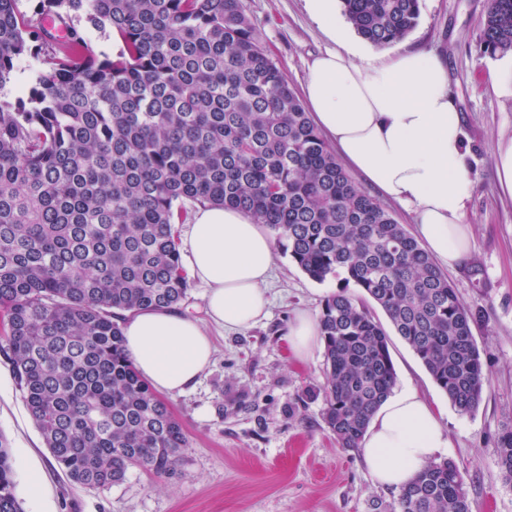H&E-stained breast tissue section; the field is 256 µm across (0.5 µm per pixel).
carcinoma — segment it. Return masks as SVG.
Masks as SVG:
<instances>
[{"label": "carcinoma", "mask_w": 512, "mask_h": 512, "mask_svg": "<svg viewBox=\"0 0 512 512\" xmlns=\"http://www.w3.org/2000/svg\"><path fill=\"white\" fill-rule=\"evenodd\" d=\"M0 0V88L42 57L26 98L0 99V355L55 464L105 490L130 470L177 473L187 437L127 357L125 314L188 298L176 225L197 205L271 230L310 279L333 277L318 315L322 420L347 451L395 386L386 313L437 386L474 413L488 380L477 315L447 274L337 160L241 0ZM377 47L418 24L420 0H342ZM117 32L97 55L75 27ZM482 43L512 52V0H489ZM512 485V425L497 443ZM390 512H472L455 462L426 465ZM0 512H24L0 433Z\"/></svg>", "instance_id": "obj_1"}]
</instances>
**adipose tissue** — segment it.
Here are the masks:
<instances>
[{
  "label": "adipose tissue",
  "instance_id": "adipose-tissue-1",
  "mask_svg": "<svg viewBox=\"0 0 512 512\" xmlns=\"http://www.w3.org/2000/svg\"><path fill=\"white\" fill-rule=\"evenodd\" d=\"M448 84V66L435 52L379 60L332 48L309 63L303 97L347 167L408 212L424 249L453 268L470 254L466 206L475 173ZM188 241L191 274L206 286L213 323L238 332L268 317L275 244L265 225L238 209L202 206ZM123 334L128 358L161 393L184 392L213 358L205 329L173 310L128 315ZM447 445L442 418L407 387L375 411L360 451L373 483L398 490Z\"/></svg>",
  "mask_w": 512,
  "mask_h": 512
}]
</instances>
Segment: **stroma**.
I'll use <instances>...</instances> for the list:
<instances>
[{
  "label": "stroma",
  "mask_w": 512,
  "mask_h": 512,
  "mask_svg": "<svg viewBox=\"0 0 512 512\" xmlns=\"http://www.w3.org/2000/svg\"><path fill=\"white\" fill-rule=\"evenodd\" d=\"M269 57L301 91L311 59L328 38L304 0H242ZM487 0H421L419 23L404 49L433 50L448 62L451 93L463 114V134L475 170L466 220L471 254L448 270L462 300L480 318L473 328L489 377L483 399L460 414L398 335L389 349L398 386H410L443 412L449 448L473 512H512V486L498 467L497 438L512 425V197L499 187L494 150L512 138V52L491 54L481 42ZM336 279L310 280L276 253L268 319L229 333L207 324L216 352L199 382L167 395L188 439L186 460L170 477L129 472L111 489L72 482L53 462L35 428L12 368L0 357V433L11 446L16 493L25 512H375L394 493L375 486L359 452L338 447L307 389L324 386V348L303 360L288 343L301 311L319 313ZM38 470L41 502L28 495Z\"/></svg>",
  "instance_id": "35a3bbf8"
}]
</instances>
